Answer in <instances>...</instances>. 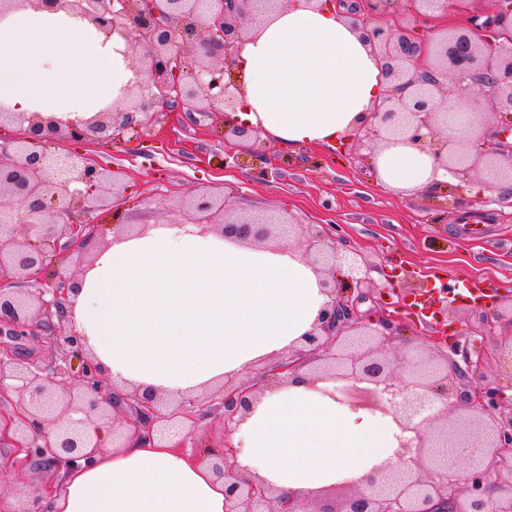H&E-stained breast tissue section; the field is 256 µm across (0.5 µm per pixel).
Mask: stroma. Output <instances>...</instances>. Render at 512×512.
Masks as SVG:
<instances>
[{
    "label": "stroma",
    "mask_w": 512,
    "mask_h": 512,
    "mask_svg": "<svg viewBox=\"0 0 512 512\" xmlns=\"http://www.w3.org/2000/svg\"><path fill=\"white\" fill-rule=\"evenodd\" d=\"M84 150L100 166L125 174L112 211L89 215L101 227L92 251L108 245L113 211L137 229L190 224L195 215L184 207L186 198L229 190L234 213L273 211L307 229L335 228L337 245L360 254L369 269L360 287L362 310L372 315L383 305L403 314L395 353L414 355L423 336L460 325L470 333L458 342L483 354L484 375L512 385V359L497 350L512 331V322L497 315L500 302L512 298V196L472 197L451 185L430 196L392 193L371 167L378 145L357 134L332 147L293 150L256 131L228 139L215 107L167 112L139 136L94 142ZM466 216L484 224V239L470 242L456 234ZM458 273L469 276L483 299L454 295L442 302ZM428 295L440 300L435 323L404 315L406 299Z\"/></svg>",
    "instance_id": "stroma-1"
}]
</instances>
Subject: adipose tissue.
<instances>
[{"mask_svg": "<svg viewBox=\"0 0 512 512\" xmlns=\"http://www.w3.org/2000/svg\"><path fill=\"white\" fill-rule=\"evenodd\" d=\"M243 106L228 122L296 147L343 139L388 84L360 33L331 0H293L261 19L240 49ZM128 48L88 17L12 0L0 13V106L21 117L87 118L135 83ZM381 186L425 194L446 181L431 158L396 141L380 148ZM328 301L318 275L286 244L250 248L190 224L111 235L77 279L67 319L117 393L196 396L299 348ZM98 446L62 469L31 512H226L210 461L133 431L115 438L89 416ZM392 416L354 408L312 387L307 369L265 390L231 436L240 471L302 512L344 482L365 490L413 439Z\"/></svg>", "mask_w": 512, "mask_h": 512, "instance_id": "ef3b65f1", "label": "adipose tissue"}]
</instances>
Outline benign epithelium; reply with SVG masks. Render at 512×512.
I'll return each mask as SVG.
<instances>
[{
  "instance_id": "benign-epithelium-1",
  "label": "benign epithelium",
  "mask_w": 512,
  "mask_h": 512,
  "mask_svg": "<svg viewBox=\"0 0 512 512\" xmlns=\"http://www.w3.org/2000/svg\"><path fill=\"white\" fill-rule=\"evenodd\" d=\"M35 8L55 5L95 21L107 36L120 34L136 54L133 68L144 79L127 87L119 101L87 119L62 122L35 112L29 126L11 137L0 136V399L4 381L17 380L15 414L0 419V443L26 453L25 463L59 470L95 446L91 432L79 423L64 424L73 412L88 409L107 419L117 409L113 393L105 391L101 369L84 355L80 336L66 329L65 301L76 275L55 267L64 254L81 257L98 235L99 226L85 219L98 203L119 191L113 170L97 166L86 154L55 152L63 140L82 144L138 134L160 108L181 103L193 110L198 101L234 112L242 89L231 73L233 58L247 39L242 20L268 14L291 0H211L200 12L199 0H29ZM489 12H472L464 27L444 31L432 41L406 27L374 25L379 15L395 16L407 4L411 16L426 26L448 0H358L344 11L349 23L363 33L390 91L371 110L361 127L362 138L381 144L405 141L431 156L434 170L459 180L464 191L484 174L512 182V165L499 157L504 142L479 132L481 118L492 117L512 128V0H495ZM193 44L197 61L189 79L183 78L181 48ZM460 86L476 83L484 89L486 112L476 111L466 98L455 108L472 116L471 126L447 134L444 108L448 80ZM67 177L59 179L58 172ZM187 208L206 223L216 222L219 235L241 245L259 246L285 236V222L273 213L237 215L226 196L209 193L186 200ZM305 259L325 275L321 287L330 298L316 328L304 336V349L283 358L259 376L235 385L224 383L220 419L224 448L208 453L215 473L224 479L229 512H296L274 506L271 488L245 477L230 461L236 449L230 436L252 407V397L266 384L288 385L296 369L309 366L315 382L334 381L329 394L353 407L393 415L415 440L400 443L397 456L417 449L420 459L397 468L385 466L371 489L343 484L345 494L304 512H512V416L501 405L512 398L484 379L456 391V418L448 420V388L468 377L466 368L439 366L423 359L391 358L395 325L388 315L366 320L358 310L354 289L367 278L360 255L336 245L331 232H316ZM48 336L62 352L55 375L34 362L15 358V343ZM409 380L395 383V365ZM73 378L74 385L66 379ZM200 399L163 400L133 395L130 423L161 437L181 424L199 419ZM477 448L466 471L448 470L438 448Z\"/></svg>"
}]
</instances>
